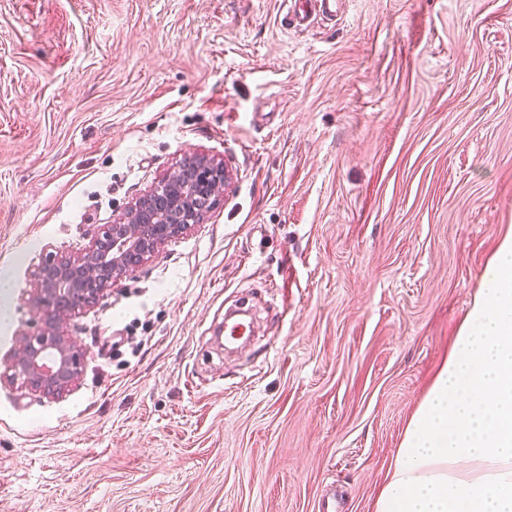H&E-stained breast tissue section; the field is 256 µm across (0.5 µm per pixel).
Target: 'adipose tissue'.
Wrapping results in <instances>:
<instances>
[{"instance_id":"1","label":"adipose tissue","mask_w":512,"mask_h":512,"mask_svg":"<svg viewBox=\"0 0 512 512\" xmlns=\"http://www.w3.org/2000/svg\"><path fill=\"white\" fill-rule=\"evenodd\" d=\"M374 512H512V230L405 427Z\"/></svg>"}]
</instances>
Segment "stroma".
<instances>
[{
	"mask_svg": "<svg viewBox=\"0 0 512 512\" xmlns=\"http://www.w3.org/2000/svg\"><path fill=\"white\" fill-rule=\"evenodd\" d=\"M194 152L230 187L75 318L76 386L0 384V512H373L512 229V0H0V359ZM342 0H292L290 6L296 26L307 28L319 17H336Z\"/></svg>",
	"mask_w": 512,
	"mask_h": 512,
	"instance_id": "obj_1",
	"label": "stroma"
}]
</instances>
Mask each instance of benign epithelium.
Segmentation results:
<instances>
[{"mask_svg": "<svg viewBox=\"0 0 512 512\" xmlns=\"http://www.w3.org/2000/svg\"><path fill=\"white\" fill-rule=\"evenodd\" d=\"M227 183L224 166L195 153L145 189L120 218L94 231L79 253H46L31 275L29 301L38 318L36 331L18 332L17 347L0 362V381L46 399L75 386L83 355L68 332L73 318L169 242L202 223Z\"/></svg>", "mask_w": 512, "mask_h": 512, "instance_id": "1", "label": "benign epithelium"}]
</instances>
